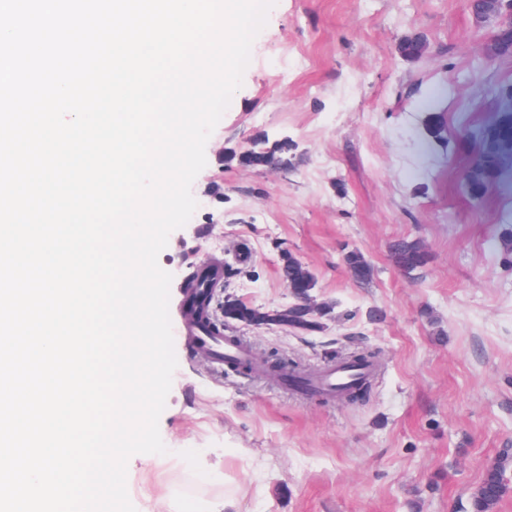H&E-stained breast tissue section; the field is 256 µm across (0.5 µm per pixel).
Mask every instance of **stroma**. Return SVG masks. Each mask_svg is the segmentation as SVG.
Listing matches in <instances>:
<instances>
[{
    "label": "stroma",
    "instance_id": "35a3bbf8",
    "mask_svg": "<svg viewBox=\"0 0 512 512\" xmlns=\"http://www.w3.org/2000/svg\"><path fill=\"white\" fill-rule=\"evenodd\" d=\"M496 21L466 0H277L243 85L206 144L198 207L158 263L179 286L224 263L216 300L292 301L290 251L314 275L324 328L233 324L253 354L279 351L316 373L354 344L376 347L367 404L319 400L265 377L213 368L179 335L159 419L167 454L128 461L136 512H469L486 468L512 448V173L464 188L512 94V55L490 50ZM422 37L418 58L402 41ZM439 103L428 107L425 99ZM288 140V167L252 169L224 153ZM428 254L408 273L390 246ZM373 269L355 280L346 252Z\"/></svg>",
    "mask_w": 512,
    "mask_h": 512
}]
</instances>
